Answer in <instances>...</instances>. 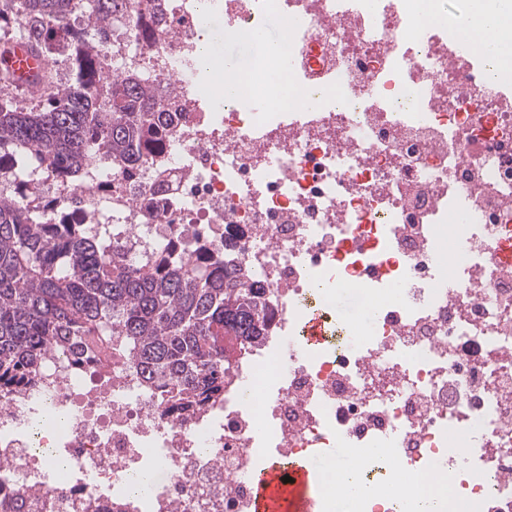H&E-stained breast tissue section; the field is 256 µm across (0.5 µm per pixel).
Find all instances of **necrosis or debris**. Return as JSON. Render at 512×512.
<instances>
[{
  "label": "necrosis or debris",
  "instance_id": "obj_1",
  "mask_svg": "<svg viewBox=\"0 0 512 512\" xmlns=\"http://www.w3.org/2000/svg\"><path fill=\"white\" fill-rule=\"evenodd\" d=\"M417 2L159 0L151 41L134 14L107 37L108 79L143 75L180 112L163 152L132 182L108 160L75 181L39 166L0 200L108 227L140 265L231 241L270 327L188 410L111 340L49 345L0 387V512H254L257 471L339 448L366 461L351 512H398L410 489L439 512H512V70L489 80L465 18L422 22ZM272 12L296 98L259 62L218 98L211 17L236 36ZM351 285L372 320L329 313ZM154 466L131 498L127 476Z\"/></svg>",
  "mask_w": 512,
  "mask_h": 512
}]
</instances>
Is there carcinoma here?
<instances>
[{"label": "carcinoma", "instance_id": "obj_1", "mask_svg": "<svg viewBox=\"0 0 512 512\" xmlns=\"http://www.w3.org/2000/svg\"><path fill=\"white\" fill-rule=\"evenodd\" d=\"M72 2L0 0V55L19 41L35 45L50 86L36 108L0 97V176L13 149L33 150L74 179L100 156L136 170L162 146L165 128L144 111L146 78L109 82L101 73L98 26L124 35L128 0H79L83 27L70 23ZM58 55L69 63L63 77L52 73ZM268 321L267 298L217 249L184 260L162 248L144 270L84 224H52L0 202V381L36 371L50 344L89 352L104 336H122L142 376L197 404L223 393L224 372Z\"/></svg>", "mask_w": 512, "mask_h": 512}]
</instances>
